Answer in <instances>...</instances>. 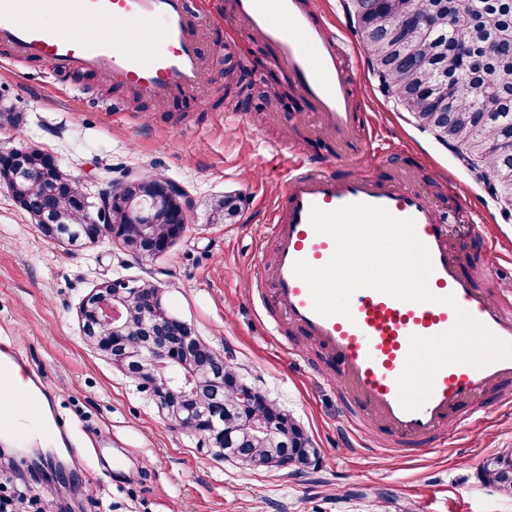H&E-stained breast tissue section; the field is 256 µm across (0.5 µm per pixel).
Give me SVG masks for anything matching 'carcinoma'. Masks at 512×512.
Instances as JSON below:
<instances>
[{
  "label": "carcinoma",
  "mask_w": 512,
  "mask_h": 512,
  "mask_svg": "<svg viewBox=\"0 0 512 512\" xmlns=\"http://www.w3.org/2000/svg\"><path fill=\"white\" fill-rule=\"evenodd\" d=\"M346 11L359 36L373 71L424 131L432 132L464 162L475 164L488 189L512 200V0H347ZM18 158L32 171L30 179L7 180L14 200L24 211L37 213L49 201L62 212L63 223L40 225L45 236L72 247L93 241L95 224L87 212L83 186L69 178L53 156L41 150H19ZM229 198L213 211L212 221L223 223L235 216ZM98 350L115 341L126 350L138 348V337L115 336L112 327L91 323L84 331ZM216 352L198 344L190 362L173 367L170 388L177 392L185 374L201 380L212 375ZM210 392L201 390L187 432L210 427ZM223 426L235 431L240 445L219 454L228 459L240 450L251 468L278 469L277 457L287 452L298 466L311 465L317 455L307 432L274 404H243L233 388L224 390ZM269 417L275 432L265 438L252 431L249 420ZM485 484L512 496V456L486 460L481 469Z\"/></svg>",
  "instance_id": "obj_1"
}]
</instances>
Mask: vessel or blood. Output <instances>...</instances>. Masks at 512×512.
<instances>
[{"label": "vessel or blood", "mask_w": 512, "mask_h": 512, "mask_svg": "<svg viewBox=\"0 0 512 512\" xmlns=\"http://www.w3.org/2000/svg\"><path fill=\"white\" fill-rule=\"evenodd\" d=\"M54 15L88 25L104 19L149 24L156 31L146 49L134 50L116 38H77L55 24L24 21L16 0H0V46L16 55L43 62L49 75L92 72L121 84L145 101H161L198 92L203 85L202 34L194 19L193 0H44ZM234 17L266 40L274 49V64L288 68L297 79V92L315 108L330 131L354 150L369 151L358 137L372 122L358 111L346 73L348 45L337 36L336 25L323 18L315 0H236ZM351 203L385 207L398 218L412 219L417 237L428 247L433 271L428 279L437 302H404L372 289L357 291L351 314L323 317L315 313L306 284L293 273L295 261L324 266L335 250L334 240L317 233L309 221L311 207L331 211ZM456 205L440 208L421 190L392 181L358 174L339 175L314 168L297 152L288 157V175L274 201L265 241L274 246V259L260 266L255 280L258 299L253 306L271 336L288 333L310 337L336 370V385L353 397L357 408L345 417L343 434L349 446L365 443L372 452L394 446L415 456L414 442L432 440L442 450L439 435L450 415L468 409L467 419H482L481 400L503 382L512 381V358L482 368L455 364L440 369L433 391L419 409L409 412L398 399L397 379L402 373L411 336H435L456 323L464 309L497 338L512 343V307L479 288L466 275L450 246ZM486 265L503 282L512 281V246L487 242ZM454 295L455 305L442 298ZM12 350L0 352V379L21 376L32 401L12 414L17 440L48 430L53 443L67 448L73 461L85 456L71 425L54 419L45 425L40 398L48 396L46 376L23 369ZM373 435H366V427ZM103 471L119 473L130 461L128 449L97 446Z\"/></svg>", "instance_id": "b4317fda"}]
</instances>
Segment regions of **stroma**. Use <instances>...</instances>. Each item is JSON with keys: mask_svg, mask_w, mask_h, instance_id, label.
Returning a JSON list of instances; mask_svg holds the SVG:
<instances>
[{"mask_svg": "<svg viewBox=\"0 0 512 512\" xmlns=\"http://www.w3.org/2000/svg\"><path fill=\"white\" fill-rule=\"evenodd\" d=\"M232 0H211L203 88L195 95L147 103L90 74L48 77L44 64L12 62L0 73V111L18 122L0 127V151L34 148L52 154L97 196L104 169L160 176L194 200L185 238L152 261H138L110 238L81 247L45 237L0 184V344L17 348L47 377L54 404L83 441L130 449L136 470L118 479L85 457L71 489L40 481L51 512H512V497L482 484L486 458L512 453V413L498 410L506 383L483 401L481 425L448 428L440 455L402 458L347 447L341 425L348 406L325 360L291 336L283 347L250 309L258 268L255 244L288 172L287 147L317 167L381 178L409 176L439 206L475 203L484 236L512 243V205L492 196L474 173L432 134L421 130L380 86L355 35L344 0H322L348 44L353 91L393 155L354 154L312 126L314 108L301 97L254 99L238 107L224 93V71L244 65L256 86L288 69L230 13ZM116 102L120 111H106ZM234 197V220L211 223V210ZM483 236L460 232L452 245L479 287L485 275ZM154 277L171 311L217 351H229L240 375L308 432L315 465L251 470L203 451L197 436L169 427L138 383L83 342L77 311L104 278Z\"/></svg>", "mask_w": 512, "mask_h": 512, "instance_id": "stroma-1", "label": "stroma"}]
</instances>
